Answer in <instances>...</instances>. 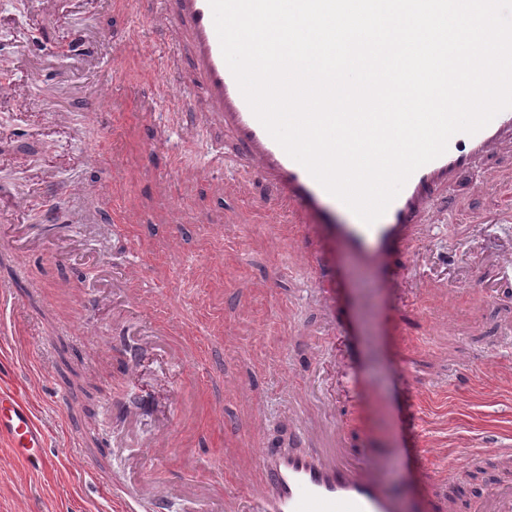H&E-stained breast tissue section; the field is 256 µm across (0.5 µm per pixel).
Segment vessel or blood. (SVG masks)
<instances>
[{"mask_svg":"<svg viewBox=\"0 0 512 512\" xmlns=\"http://www.w3.org/2000/svg\"><path fill=\"white\" fill-rule=\"evenodd\" d=\"M163 4L155 24L174 30L187 43L186 68L203 96L205 111L232 135L250 171L269 184L277 210L287 213L289 223L302 232L333 242L337 251L370 267L388 269L393 251L412 253L415 228L422 215L442 204V190L512 135V109L500 112L476 134L454 135L442 156L412 174L385 214L374 224H365L289 157L253 115L223 59L208 0ZM296 434L300 450H258L244 474L246 501L226 498L225 512H399L398 500L382 485V463L351 454L339 436L317 447L304 425H297ZM0 436L7 437L15 455L43 468L45 431L28 404L2 391ZM112 509L171 512L169 500L141 499L118 486L112 489ZM473 512H512V487H501L474 505Z\"/></svg>","mask_w":512,"mask_h":512,"instance_id":"1","label":"vessel or blood"}]
</instances>
